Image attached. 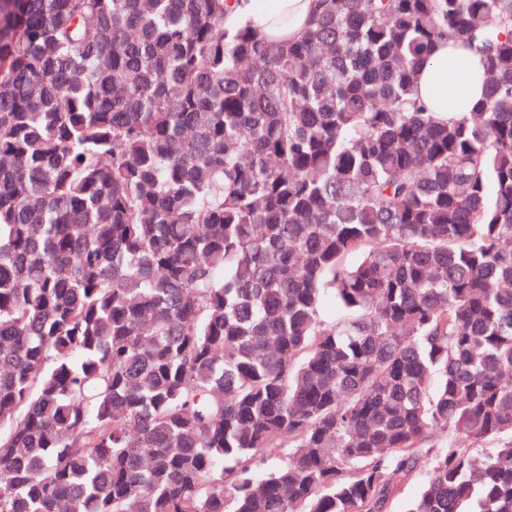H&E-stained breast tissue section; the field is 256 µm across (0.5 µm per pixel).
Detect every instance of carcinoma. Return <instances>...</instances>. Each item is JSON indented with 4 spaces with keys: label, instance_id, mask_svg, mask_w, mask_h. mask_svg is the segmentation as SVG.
<instances>
[{
    "label": "carcinoma",
    "instance_id": "cac0c4a2",
    "mask_svg": "<svg viewBox=\"0 0 512 512\" xmlns=\"http://www.w3.org/2000/svg\"><path fill=\"white\" fill-rule=\"evenodd\" d=\"M236 4L0 0V512H512V0ZM316 0H239L236 16L263 37L295 40L305 29ZM463 73L459 83L448 85V61ZM485 75L478 57L459 47L440 42L429 61L420 69L417 94L427 112L469 113L483 99Z\"/></svg>",
    "mask_w": 512,
    "mask_h": 512
}]
</instances>
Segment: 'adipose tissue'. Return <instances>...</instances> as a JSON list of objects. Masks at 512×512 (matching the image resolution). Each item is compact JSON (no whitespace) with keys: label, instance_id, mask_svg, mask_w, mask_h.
I'll use <instances>...</instances> for the list:
<instances>
[{"label":"adipose tissue","instance_id":"obj_1","mask_svg":"<svg viewBox=\"0 0 512 512\" xmlns=\"http://www.w3.org/2000/svg\"><path fill=\"white\" fill-rule=\"evenodd\" d=\"M315 0H239L236 16L264 37L294 40L301 36ZM456 62L463 73L460 82L448 81V64ZM485 75L478 57L459 47L438 43L420 69L417 94L426 111L469 113L484 94Z\"/></svg>","mask_w":512,"mask_h":512}]
</instances>
